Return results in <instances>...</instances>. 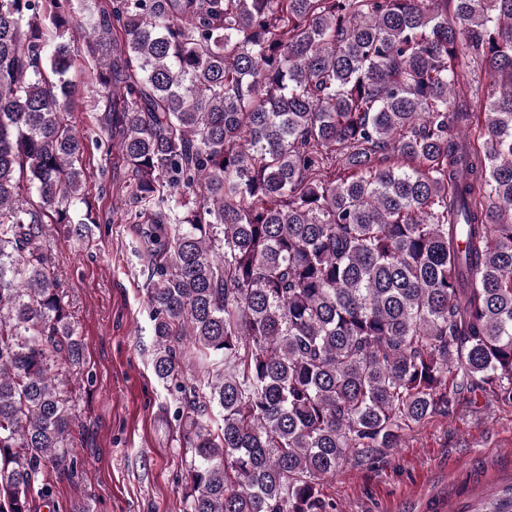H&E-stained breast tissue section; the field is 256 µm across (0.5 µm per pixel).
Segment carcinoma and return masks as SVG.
<instances>
[{"mask_svg":"<svg viewBox=\"0 0 512 512\" xmlns=\"http://www.w3.org/2000/svg\"><path fill=\"white\" fill-rule=\"evenodd\" d=\"M78 35L148 225L183 512H336L347 461L464 391L512 403V0H109L88 27L0 0V512L74 468L83 348L41 238L100 222Z\"/></svg>","mask_w":512,"mask_h":512,"instance_id":"carcinoma-1","label":"carcinoma"}]
</instances>
